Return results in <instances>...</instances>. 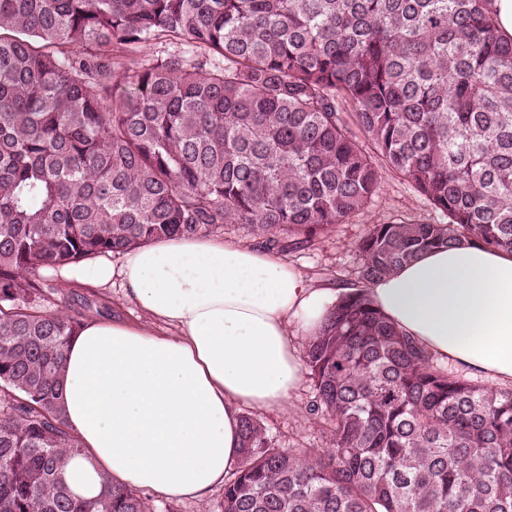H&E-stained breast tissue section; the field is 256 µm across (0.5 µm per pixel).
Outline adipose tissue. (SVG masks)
Instances as JSON below:
<instances>
[{
    "label": "adipose tissue",
    "mask_w": 512,
    "mask_h": 512,
    "mask_svg": "<svg viewBox=\"0 0 512 512\" xmlns=\"http://www.w3.org/2000/svg\"><path fill=\"white\" fill-rule=\"evenodd\" d=\"M120 285L144 322L89 318L64 354V418L84 455L66 473L163 498L201 497L240 463L243 408L287 402L303 371L294 334L317 335L341 299L247 243L176 235L63 270ZM385 318L433 359L512 385V255L461 243L374 283Z\"/></svg>",
    "instance_id": "adipose-tissue-1"
}]
</instances>
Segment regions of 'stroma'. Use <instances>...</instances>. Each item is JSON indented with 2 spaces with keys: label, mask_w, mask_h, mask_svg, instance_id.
Returning <instances> with one entry per match:
<instances>
[{
  "label": "stroma",
  "mask_w": 512,
  "mask_h": 512,
  "mask_svg": "<svg viewBox=\"0 0 512 512\" xmlns=\"http://www.w3.org/2000/svg\"><path fill=\"white\" fill-rule=\"evenodd\" d=\"M412 217L425 222H444V215L407 182L384 175L381 190L365 212L309 242L286 236L274 249V256L288 262L308 281L350 286L358 280V241L371 225ZM90 304V316L133 319L137 308L127 301L120 288L102 291L71 284L50 293L44 307L64 309L74 300ZM314 391L309 378H302L288 403L280 408L257 411L269 434L284 446L327 448L331 445L330 425L324 416L313 413Z\"/></svg>",
  "instance_id": "obj_1"
}]
</instances>
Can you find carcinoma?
Masks as SVG:
<instances>
[{"label": "carcinoma", "instance_id": "1", "mask_svg": "<svg viewBox=\"0 0 512 512\" xmlns=\"http://www.w3.org/2000/svg\"><path fill=\"white\" fill-rule=\"evenodd\" d=\"M491 0H0V512H153L66 477L59 378L84 313L40 271L237 224L268 249L390 173L446 223L373 225L309 338L332 447L250 414L221 512H512V389L468 383L366 288L462 241L512 252V39ZM175 49L149 59L141 49Z\"/></svg>", "mask_w": 512, "mask_h": 512}]
</instances>
